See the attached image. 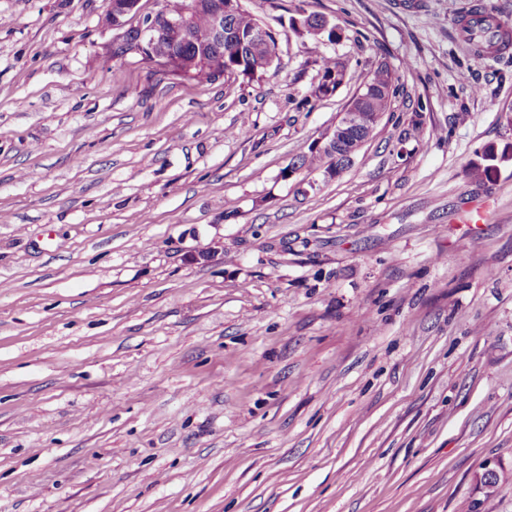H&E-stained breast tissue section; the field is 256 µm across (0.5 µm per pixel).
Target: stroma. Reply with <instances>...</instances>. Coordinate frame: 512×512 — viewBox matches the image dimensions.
Listing matches in <instances>:
<instances>
[{"label": "stroma", "mask_w": 512, "mask_h": 512, "mask_svg": "<svg viewBox=\"0 0 512 512\" xmlns=\"http://www.w3.org/2000/svg\"><path fill=\"white\" fill-rule=\"evenodd\" d=\"M242 3L277 67L199 84L0 0V512H512V0ZM322 55L399 84L331 179ZM481 9L475 8L471 10L466 16H463V18L460 21V25L462 26V29L466 32V40L471 44L474 48L475 54L480 58H489V57H495L493 55V49L497 47V45L500 42H503L504 39H506V34L502 33L500 34L497 41H492L489 39H482L478 34L476 30V26H474L473 18L477 16L479 13H481Z\"/></svg>", "instance_id": "obj_1"}]
</instances>
